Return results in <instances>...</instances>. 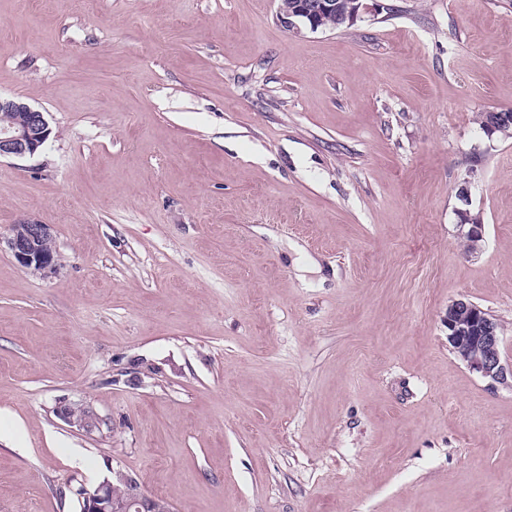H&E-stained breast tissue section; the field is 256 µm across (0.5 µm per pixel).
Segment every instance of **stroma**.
I'll use <instances>...</instances> for the list:
<instances>
[{
  "instance_id": "obj_1",
  "label": "stroma",
  "mask_w": 512,
  "mask_h": 512,
  "mask_svg": "<svg viewBox=\"0 0 512 512\" xmlns=\"http://www.w3.org/2000/svg\"><path fill=\"white\" fill-rule=\"evenodd\" d=\"M0 0V512L120 470L173 512H512V387L448 345L465 298L512 360V0ZM484 226L464 255L460 208ZM104 424L85 434L60 403ZM282 1V12H288L290 8L295 5L290 12L287 13V16H291L294 18H300L302 22L310 27L311 30L317 29H340L345 27L343 22H347L348 25L354 24L358 18H360L361 13L367 9L364 1L368 0H353L354 2L350 3L348 9L344 12L342 21L339 20V17L336 13H340L342 11V6L339 3H336L335 0H281ZM298 2L300 4L296 5ZM332 15V16H325ZM324 17V21H321ZM336 17V18H335ZM321 25V28L319 27ZM0 158L34 155L49 137L48 123L42 112L27 104L0 96ZM17 117L14 119L13 113ZM14 119V122L7 126ZM53 240V227L36 219H22L12 225L9 235H0L14 260L22 267L46 272L56 267L57 259L49 247ZM56 414L71 427H77L88 434L99 431L104 423V420L87 406L74 407L61 403L56 409Z\"/></svg>"
}]
</instances>
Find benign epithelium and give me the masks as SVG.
Listing matches in <instances>:
<instances>
[{
  "instance_id": "obj_1",
  "label": "benign epithelium",
  "mask_w": 512,
  "mask_h": 512,
  "mask_svg": "<svg viewBox=\"0 0 512 512\" xmlns=\"http://www.w3.org/2000/svg\"><path fill=\"white\" fill-rule=\"evenodd\" d=\"M367 9L364 0H354L342 10L336 0H301L288 15L300 19L312 30L319 29L323 16L343 13L342 21L352 25ZM0 110L14 112L10 126L0 130V158L35 154L49 137L43 113L27 104L0 97ZM465 252L474 254L484 242V225L464 212L457 224ZM53 227L36 219H22L12 225L7 237L0 236L14 260L22 267L46 272L56 267L57 259L49 247ZM448 344L469 370L493 382L505 384L512 378V361L503 357L497 323L470 300L457 299L448 304ZM56 414L65 423L88 434L101 429L104 420L87 406L63 403ZM82 512H163L157 498L145 493L133 476L120 470L88 490L76 491Z\"/></svg>"
}]
</instances>
